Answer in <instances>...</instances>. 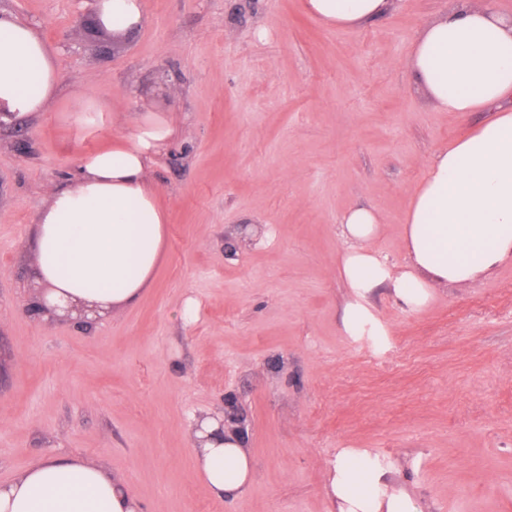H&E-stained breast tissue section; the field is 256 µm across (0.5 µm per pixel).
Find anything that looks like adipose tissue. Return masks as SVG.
Listing matches in <instances>:
<instances>
[{"label": "adipose tissue", "instance_id": "ef3b65f1", "mask_svg": "<svg viewBox=\"0 0 512 512\" xmlns=\"http://www.w3.org/2000/svg\"><path fill=\"white\" fill-rule=\"evenodd\" d=\"M392 0H303L305 11L331 26L376 19ZM104 30L127 35L145 22L143 0H95ZM407 67L442 112L495 110L473 133L438 150L405 215V258L393 264L374 249L381 218L358 207L341 217L346 246L339 274L348 290L342 325L350 336L377 329L371 298L386 288L410 309L424 307L433 284H463L512 258V19L478 0H453L418 34ZM58 90L53 54L30 25L0 12V124L46 111ZM170 131L145 122L124 142L81 160L74 183L51 192L35 221V275L41 298L58 313L76 307L105 314L132 306L161 259L166 216L150 182L154 155ZM200 420L195 473L218 499L243 494L254 463L236 434L217 436ZM397 468L368 449L344 448L331 461V512H421L396 485ZM0 512H143L123 478L95 461L41 460L0 482Z\"/></svg>", "mask_w": 512, "mask_h": 512}]
</instances>
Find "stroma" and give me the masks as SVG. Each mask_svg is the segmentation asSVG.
Segmentation results:
<instances>
[{
  "instance_id": "1",
  "label": "stroma",
  "mask_w": 512,
  "mask_h": 512,
  "mask_svg": "<svg viewBox=\"0 0 512 512\" xmlns=\"http://www.w3.org/2000/svg\"><path fill=\"white\" fill-rule=\"evenodd\" d=\"M91 7L0 0L58 73L47 111L0 125V481L82 456L146 512H329V463L368 448L422 512H512V261L419 310L377 291L384 335L341 322V216L378 210L373 247L402 263L431 157L493 117L437 110L406 66L448 0L353 28L302 0H145L143 27L105 50ZM149 118L171 130L150 169L167 215L150 288L86 321L29 313L53 187ZM230 404L255 472L220 501L194 474V429Z\"/></svg>"
}]
</instances>
